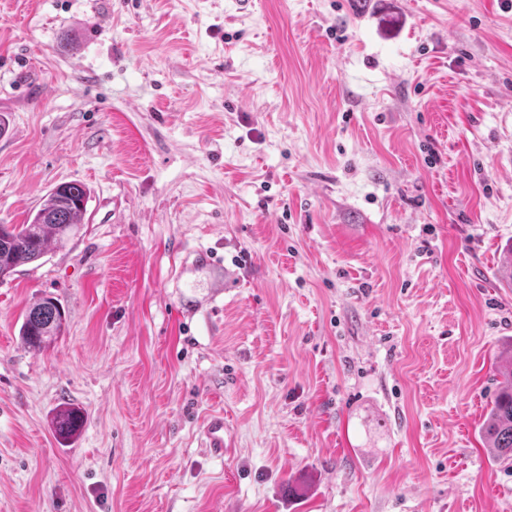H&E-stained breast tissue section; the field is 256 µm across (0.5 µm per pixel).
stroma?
<instances>
[{
	"instance_id": "obj_1",
	"label": "stroma",
	"mask_w": 512,
	"mask_h": 512,
	"mask_svg": "<svg viewBox=\"0 0 512 512\" xmlns=\"http://www.w3.org/2000/svg\"><path fill=\"white\" fill-rule=\"evenodd\" d=\"M0 120V224L90 193L0 281V512H512V0H0ZM37 315L44 318L39 320ZM64 324L63 310L56 301L46 297L29 307L20 327V335L28 347L40 351L61 334ZM502 377L500 387L481 427L488 448L495 457L512 458V363L511 358L498 370ZM83 419L81 413L74 408L60 409L55 417V432L61 439H69L82 426ZM202 438L205 448H208L212 455L224 457V452L231 447V437L228 430L224 429L223 414H212L205 420Z\"/></svg>"
}]
</instances>
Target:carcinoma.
I'll use <instances>...</instances> for the list:
<instances>
[{"label":"carcinoma","mask_w":512,"mask_h":512,"mask_svg":"<svg viewBox=\"0 0 512 512\" xmlns=\"http://www.w3.org/2000/svg\"><path fill=\"white\" fill-rule=\"evenodd\" d=\"M88 194L76 183H60L43 197L28 222L12 225V231L0 237V281L14 275L18 268L42 258L54 247H63L79 232L87 212ZM65 315L50 297L34 303L27 310L20 327L26 345L42 350L61 334ZM501 385L482 425V434L499 459L512 458V363L498 370ZM81 413L63 408L55 417V432L61 439L73 436L82 426Z\"/></svg>","instance_id":"carcinoma-1"}]
</instances>
